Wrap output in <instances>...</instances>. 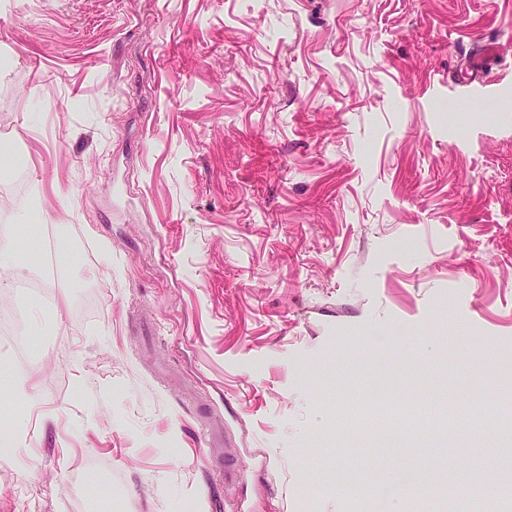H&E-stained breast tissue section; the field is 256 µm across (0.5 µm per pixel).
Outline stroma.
<instances>
[{"label": "stroma", "mask_w": 512, "mask_h": 512, "mask_svg": "<svg viewBox=\"0 0 512 512\" xmlns=\"http://www.w3.org/2000/svg\"><path fill=\"white\" fill-rule=\"evenodd\" d=\"M2 58L0 225L41 226L0 283V512L512 483V0H0ZM44 235L76 263L35 291Z\"/></svg>", "instance_id": "stroma-1"}]
</instances>
